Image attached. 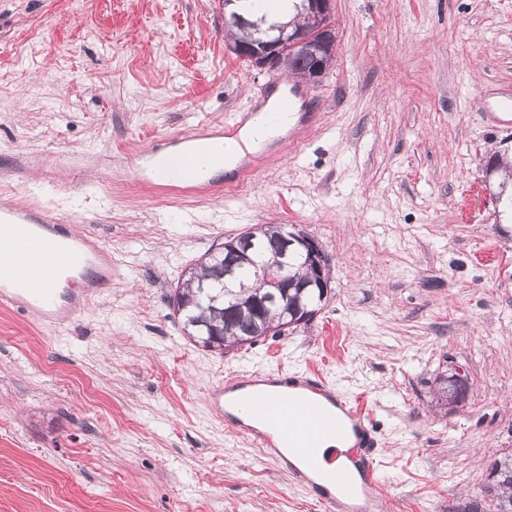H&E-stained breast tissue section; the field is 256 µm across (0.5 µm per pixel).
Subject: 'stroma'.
Here are the masks:
<instances>
[{
	"label": "stroma",
	"mask_w": 512,
	"mask_h": 512,
	"mask_svg": "<svg viewBox=\"0 0 512 512\" xmlns=\"http://www.w3.org/2000/svg\"><path fill=\"white\" fill-rule=\"evenodd\" d=\"M305 142L230 193L130 177L153 143L260 113L224 0H0V202L96 237L112 282L70 323L0 306V512H323L215 416L229 375L312 370L364 405L382 512H457L512 449V224L482 183L512 141V0H333ZM295 224L331 261L308 325L221 353L167 297L209 249ZM462 372L458 408L438 376Z\"/></svg>",
	"instance_id": "35a3bbf8"
}]
</instances>
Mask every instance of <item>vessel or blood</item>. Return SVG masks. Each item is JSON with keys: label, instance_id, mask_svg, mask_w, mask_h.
Listing matches in <instances>:
<instances>
[{"label": "vessel or blood", "instance_id": "1", "mask_svg": "<svg viewBox=\"0 0 512 512\" xmlns=\"http://www.w3.org/2000/svg\"><path fill=\"white\" fill-rule=\"evenodd\" d=\"M189 140L183 134L153 146L154 151L168 153V169L186 183L212 161L208 154L179 153V146ZM91 266L104 277L112 275V261L105 250L74 225L22 206L0 208L1 304L22 311L36 309L47 319L65 321L66 310L57 305L54 286L64 272ZM277 382L281 389L272 392L262 388L259 380L228 377L223 386L211 391L209 400L219 418L252 438L259 448H288L295 456L312 460L323 439L333 436L349 441L353 452L364 455L360 475L339 466L327 472L326 487H313L324 512H337L341 499L375 495L376 463L365 452L377 447L378 441L360 405L313 372L284 373ZM240 404L251 417L249 424H242L234 414Z\"/></svg>", "mask_w": 512, "mask_h": 512}]
</instances>
